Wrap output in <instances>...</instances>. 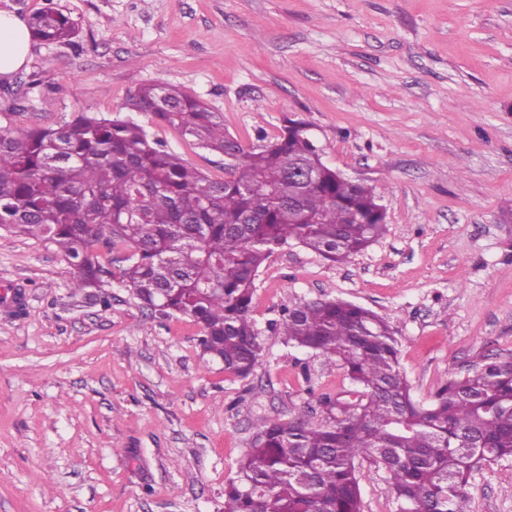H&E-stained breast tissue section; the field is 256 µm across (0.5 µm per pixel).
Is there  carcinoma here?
Masks as SVG:
<instances>
[{"label":"carcinoma","mask_w":512,"mask_h":512,"mask_svg":"<svg viewBox=\"0 0 512 512\" xmlns=\"http://www.w3.org/2000/svg\"><path fill=\"white\" fill-rule=\"evenodd\" d=\"M27 26L41 43L70 42L78 27L46 8ZM132 109L233 157L214 179L167 151L132 119L74 112L57 127L0 126V230L53 246L73 286L118 279L143 307L201 328L204 364L246 378L263 346L253 318L255 281L277 250L299 246L346 263L386 233L375 189L348 182L318 158L320 146L288 126L258 149L224 134L201 101L164 84L139 87ZM306 169L308 179L289 176ZM128 250L118 271L100 244ZM274 329L286 344L323 355L364 399L325 417L262 420L224 512H361L358 465L386 474L398 512H471L469 486L484 465L512 459V358H490L451 378L427 404L413 399L390 325L344 299L284 308Z\"/></svg>","instance_id":"carcinoma-1"}]
</instances>
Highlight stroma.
<instances>
[{
  "label": "stroma",
  "instance_id": "obj_1",
  "mask_svg": "<svg viewBox=\"0 0 512 512\" xmlns=\"http://www.w3.org/2000/svg\"><path fill=\"white\" fill-rule=\"evenodd\" d=\"M48 7L78 35L33 44L0 78V126L113 115L146 83L201 100L248 148L295 115L328 166L376 188L387 233L346 264L301 247L269 258L253 298L263 358L245 379L204 366L192 319L117 283L102 307L54 248L0 234V512H224L256 423L321 419L320 399L351 388L272 329L288 305L338 297L383 317L423 403L512 357V0H0L22 21ZM134 118L223 178V155ZM358 477L363 512H397L381 470ZM469 494L471 512H512V460Z\"/></svg>",
  "mask_w": 512,
  "mask_h": 512
}]
</instances>
